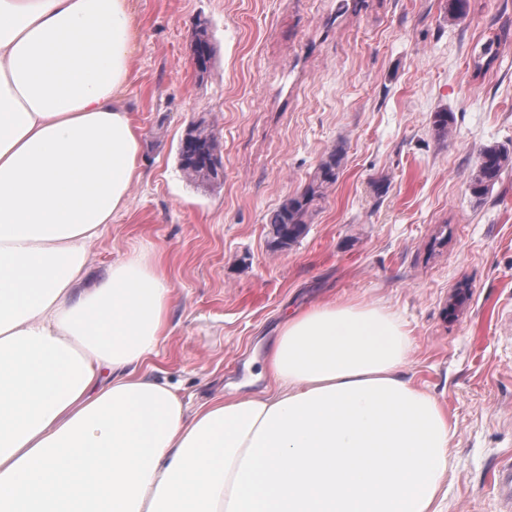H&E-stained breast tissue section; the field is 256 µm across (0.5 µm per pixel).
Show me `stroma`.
I'll list each match as a JSON object with an SVG mask.
<instances>
[{"mask_svg":"<svg viewBox=\"0 0 512 512\" xmlns=\"http://www.w3.org/2000/svg\"><path fill=\"white\" fill-rule=\"evenodd\" d=\"M136 25L124 102L143 177L91 247L85 287L135 250L162 254L173 288L158 377L192 404L263 389L282 316L378 302L407 324L406 374L454 426L444 512H502L492 475L512 457V165L485 195L488 147L512 150V0H129ZM206 21L215 59L195 71ZM489 70L476 74L483 45ZM448 115L439 129L434 115ZM203 117L221 183L181 171ZM336 183L286 247L270 214L329 156Z\"/></svg>","mask_w":512,"mask_h":512,"instance_id":"stroma-1","label":"stroma"}]
</instances>
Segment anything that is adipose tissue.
<instances>
[{"mask_svg":"<svg viewBox=\"0 0 512 512\" xmlns=\"http://www.w3.org/2000/svg\"><path fill=\"white\" fill-rule=\"evenodd\" d=\"M134 34L127 0H0V512H442L452 426L387 307L286 314L265 388L192 407L150 363L160 259L84 287L142 177Z\"/></svg>","mask_w":512,"mask_h":512,"instance_id":"1","label":"adipose tissue"}]
</instances>
